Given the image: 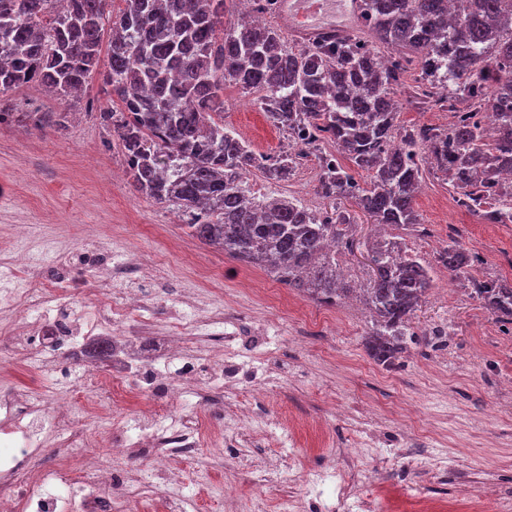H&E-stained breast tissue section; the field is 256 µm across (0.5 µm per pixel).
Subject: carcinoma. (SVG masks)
Returning <instances> with one entry per match:
<instances>
[{
  "mask_svg": "<svg viewBox=\"0 0 512 512\" xmlns=\"http://www.w3.org/2000/svg\"><path fill=\"white\" fill-rule=\"evenodd\" d=\"M106 2L0 0V101L27 84L66 99L99 75L121 105L101 117L119 134L137 192L176 208L199 241L319 304L359 293L376 363H391L413 336L431 266L398 237L374 235L361 242L368 283L351 287L336 264L337 252L356 246L343 200L375 224L415 226L428 163L464 190L460 206L512 222V0H364L370 39L324 34L298 49L256 21L224 27V0H124L116 14ZM409 77L416 99L454 114L450 126L398 129L390 89ZM227 81L259 93L260 108L300 150L257 154L225 129ZM326 142L336 153H321ZM311 152L320 153L326 209L251 194V170L286 181ZM439 261L512 324V283L473 277L478 258L454 244Z\"/></svg>",
  "mask_w": 512,
  "mask_h": 512,
  "instance_id": "cac0c4a2",
  "label": "carcinoma"
}]
</instances>
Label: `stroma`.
Returning <instances> with one entry per match:
<instances>
[{"label":"stroma","instance_id":"35a3bbf8","mask_svg":"<svg viewBox=\"0 0 512 512\" xmlns=\"http://www.w3.org/2000/svg\"><path fill=\"white\" fill-rule=\"evenodd\" d=\"M391 95L400 124L445 128L454 120L447 109L420 103L409 87ZM108 106L97 77L72 100L29 84L0 102L8 114L0 121V236L26 224L37 238L60 242V249L40 255L37 267L71 279L76 314L95 287L80 275L90 255L157 268L158 279L139 285L150 298L153 327L131 344L138 356L162 354L171 312L186 311L190 300L240 327V341L224 353L241 379L223 386L213 415L236 410L241 419L226 430L223 451L206 444L194 451L203 461L219 459L208 479L224 486L203 512H294L298 499L304 512H411L423 500L466 502L486 486L498 501L487 512H512V325L498 321L438 261L439 251L454 242L480 257L477 276L512 283V224H490L461 208V189L425 171L415 198L420 225L395 233L430 263L433 287L413 318L414 340L386 368L368 357L362 338L369 319L350 304H317L222 248L202 244L175 209L135 191L119 137L100 118ZM15 112L74 118L60 131L19 125L11 119ZM223 117L225 128L257 153L289 148L287 134L231 83L224 86ZM319 174L311 154L288 181L254 170L247 182L259 194L290 196L320 211L327 202L317 193ZM183 342V353L165 372L190 376L186 407L192 410L221 384L203 364L209 338L191 327ZM7 372L17 389L39 384L50 398L83 379L77 366L33 375L0 338V374ZM406 405L426 412L429 437L400 422ZM333 470L376 485V496L364 506L338 496L332 485L312 486L315 474Z\"/></svg>","mask_w":512,"mask_h":512}]
</instances>
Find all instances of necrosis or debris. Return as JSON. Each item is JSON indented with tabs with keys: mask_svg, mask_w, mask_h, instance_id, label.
Returning <instances> with one entry per match:
<instances>
[{
	"mask_svg": "<svg viewBox=\"0 0 512 512\" xmlns=\"http://www.w3.org/2000/svg\"><path fill=\"white\" fill-rule=\"evenodd\" d=\"M72 288L65 279H37L21 288L0 290V307L8 313V333L21 336L17 360L35 366L54 362L70 369L74 352L88 339L125 328L144 317L143 294L128 295L124 306L114 307L106 294L94 299L83 318L64 315ZM181 382H157L148 362L113 355L112 372L86 374L81 387L67 396L45 402L42 394H18L0 386V512H182L174 493L143 497L131 492L129 463L141 449L151 451L153 468L167 485L181 486L183 471L175 463L174 449L194 447L197 435L224 439L223 426H207L196 433L175 427L170 419L185 402ZM133 412L134 431L110 438L104 429H90L100 403ZM110 444L107 457L90 458V443ZM64 446L72 457L84 459L83 468L39 464L38 451Z\"/></svg>",
	"mask_w": 512,
	"mask_h": 512,
	"instance_id": "obj_1",
	"label": "necrosis or debris"
}]
</instances>
